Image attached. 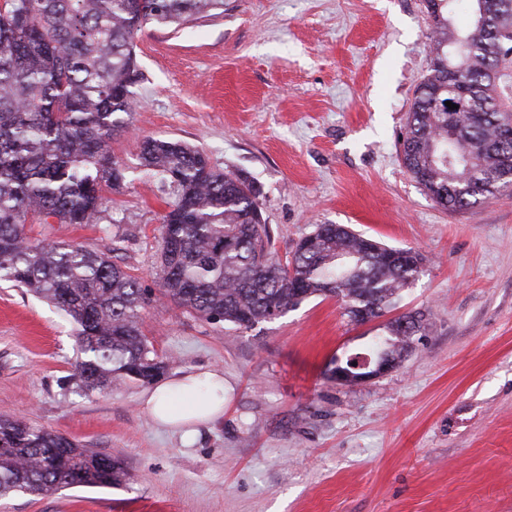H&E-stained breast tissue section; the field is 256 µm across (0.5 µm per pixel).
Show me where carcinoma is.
<instances>
[{
    "mask_svg": "<svg viewBox=\"0 0 512 512\" xmlns=\"http://www.w3.org/2000/svg\"><path fill=\"white\" fill-rule=\"evenodd\" d=\"M427 0L440 12L432 31L429 74L406 121V171L445 210L495 196L488 189L512 171V139L487 70L512 53V38L457 24L474 0ZM496 26L512 30V0H488ZM223 0H0V280L63 311L75 326L81 360L75 380L87 392L126 382L149 384L169 362L153 349L143 314L161 296L181 313L244 332L311 297L335 298L352 323L397 308L421 272V255L353 231L317 224L291 258L271 249L256 184L211 164L206 152L173 139L147 138L138 160L173 195L159 229L162 288L155 295L106 253L76 244L34 242L26 225L99 224L104 188L125 173L108 146L132 116L140 72L134 40L149 24L181 23ZM460 49L462 109L450 112L448 46ZM367 350L399 365L422 335V315L384 325ZM112 456L18 418H0V498L50 489L122 484Z\"/></svg>",
    "mask_w": 512,
    "mask_h": 512,
    "instance_id": "cac0c4a2",
    "label": "carcinoma"
}]
</instances>
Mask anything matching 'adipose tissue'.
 I'll use <instances>...</instances> for the list:
<instances>
[{"instance_id": "ef3b65f1", "label": "adipose tissue", "mask_w": 512, "mask_h": 512, "mask_svg": "<svg viewBox=\"0 0 512 512\" xmlns=\"http://www.w3.org/2000/svg\"><path fill=\"white\" fill-rule=\"evenodd\" d=\"M144 405L156 424L193 439L199 427L224 412V374L194 371L163 381L149 391Z\"/></svg>"}]
</instances>
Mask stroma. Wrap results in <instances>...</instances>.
I'll list each match as a JSON object with an SVG mask.
<instances>
[{
	"label": "stroma",
	"mask_w": 512,
	"mask_h": 512,
	"mask_svg": "<svg viewBox=\"0 0 512 512\" xmlns=\"http://www.w3.org/2000/svg\"><path fill=\"white\" fill-rule=\"evenodd\" d=\"M425 0H224L220 14L145 27L136 109L109 145L126 170L100 224H31L37 240L117 249L158 291L172 200L141 172L147 137L203 149L261 191L279 257L317 224H346L424 262L400 312L426 336L361 384L327 377L381 320L316 297L244 333L152 304L144 331L170 375L224 372V414L193 445L157 427L146 386L78 393L63 312L0 280V415L112 455L118 486L0 500V512H512V190L460 212L403 167L400 137L430 64Z\"/></svg>",
	"instance_id": "stroma-1"
}]
</instances>
